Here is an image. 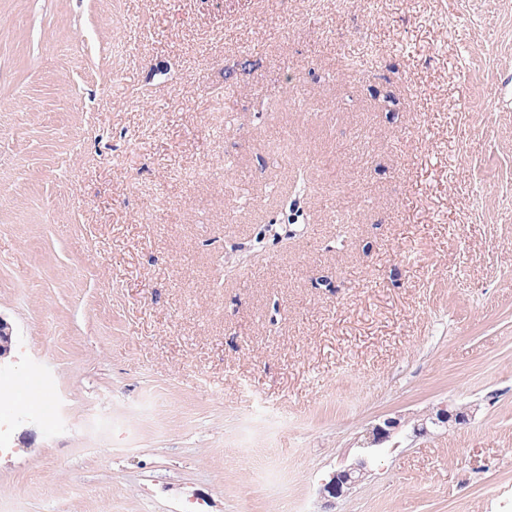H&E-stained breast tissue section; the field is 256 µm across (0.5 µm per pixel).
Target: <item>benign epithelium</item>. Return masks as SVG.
<instances>
[{"label": "benign epithelium", "instance_id": "7a95c632", "mask_svg": "<svg viewBox=\"0 0 512 512\" xmlns=\"http://www.w3.org/2000/svg\"><path fill=\"white\" fill-rule=\"evenodd\" d=\"M13 331L11 326L0 317V362L8 357L12 347ZM470 413L462 408L454 413L443 408L425 413L413 415L407 418L401 416L390 417L366 432L361 442V452L355 455L351 461L333 471L320 494L340 498L350 493L359 484L364 482L371 474L372 458L384 451L383 444L392 436L407 430L413 437H424L431 434V428L443 427L449 423L465 425L469 421Z\"/></svg>", "mask_w": 512, "mask_h": 512}]
</instances>
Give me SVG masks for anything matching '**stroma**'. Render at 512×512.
I'll return each instance as SVG.
<instances>
[{"mask_svg":"<svg viewBox=\"0 0 512 512\" xmlns=\"http://www.w3.org/2000/svg\"><path fill=\"white\" fill-rule=\"evenodd\" d=\"M0 316L6 510L512 512V0H0ZM469 417L472 415L466 408L456 410L454 413L439 408L436 411L409 416L406 419L401 415L385 419L382 425H375L366 432L365 438L360 444L362 451L355 455L348 464L331 473L329 481L320 489V494L337 499L347 495L364 482L371 474L372 458L386 449L381 446L393 435L407 430L411 434L410 437H424L431 434L433 426L443 427L447 426L449 422L455 425H465L469 421Z\"/></svg>","mask_w":512,"mask_h":512,"instance_id":"35a3bbf8","label":"stroma"}]
</instances>
